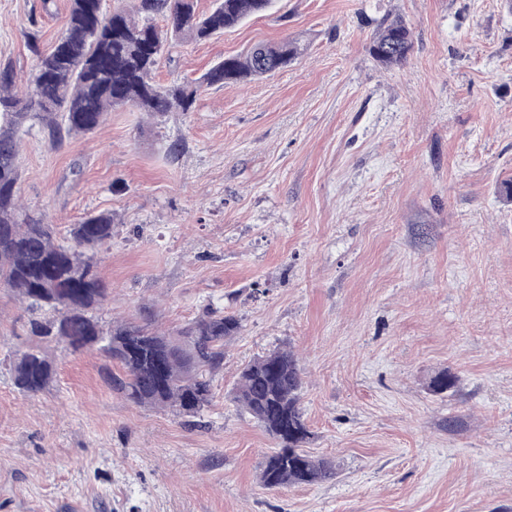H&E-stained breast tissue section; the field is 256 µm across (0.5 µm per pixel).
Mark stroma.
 Segmentation results:
<instances>
[{
	"mask_svg": "<svg viewBox=\"0 0 512 512\" xmlns=\"http://www.w3.org/2000/svg\"><path fill=\"white\" fill-rule=\"evenodd\" d=\"M68 5L0 0V62L19 83L35 69L26 31L50 50ZM397 16L414 49L387 70L367 46ZM287 38L301 57L202 89L193 111L118 107L58 148L24 134L30 215L117 217L103 320L172 331L211 306L242 329L197 424L115 394L93 351L49 346L56 375L26 396L8 358L32 341L27 314L0 288V512H512V9L276 0L220 37L171 43L156 80ZM277 348L301 359L307 449L334 461L333 481L259 483L276 442L233 388ZM446 368L458 383L433 395Z\"/></svg>",
	"mask_w": 512,
	"mask_h": 512,
	"instance_id": "1",
	"label": "stroma"
}]
</instances>
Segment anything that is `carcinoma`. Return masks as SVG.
Listing matches in <instances>:
<instances>
[{"label": "carcinoma", "mask_w": 512, "mask_h": 512, "mask_svg": "<svg viewBox=\"0 0 512 512\" xmlns=\"http://www.w3.org/2000/svg\"><path fill=\"white\" fill-rule=\"evenodd\" d=\"M275 0H213L204 14L196 0H138L130 10L108 14L100 0H70L65 33L47 52L34 34L28 46L37 58L26 88L18 89L11 65L0 64V286L10 289L30 314L37 344L17 350L11 359L16 388L40 393L53 376L45 345L72 353L96 351L122 373L112 375L114 389L135 404L166 407L199 417L212 398V376L224 367L225 342L241 331L240 320L215 308L202 312L173 332L128 321L107 326L96 311L112 288L97 271L99 248L112 239L111 213H89L71 224L65 237L55 224L25 213L18 196L20 132L40 127L57 147L73 135H93L108 112L132 106L156 117L191 112L202 87L222 86L249 77L271 75L301 56L296 39L260 43L243 58L228 56L194 83L160 85L155 73L168 40L207 41L243 20L270 10ZM162 18L164 26L155 23ZM414 47L407 22L384 23L370 41L371 56L386 68L403 65ZM456 385L446 370L431 381L443 394ZM303 368L290 349H277L240 373L234 401L276 440L259 481L267 490L327 483L335 463L305 449L310 431L301 407Z\"/></svg>", "instance_id": "cac0c4a2"}]
</instances>
